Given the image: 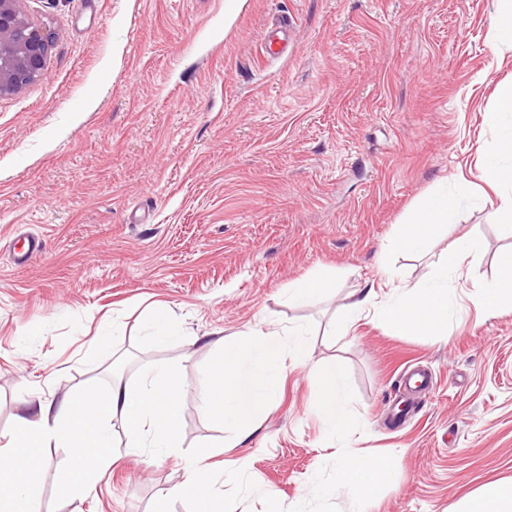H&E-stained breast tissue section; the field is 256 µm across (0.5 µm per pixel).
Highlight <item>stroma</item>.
Returning a JSON list of instances; mask_svg holds the SVG:
<instances>
[{
  "mask_svg": "<svg viewBox=\"0 0 512 512\" xmlns=\"http://www.w3.org/2000/svg\"><path fill=\"white\" fill-rule=\"evenodd\" d=\"M53 34L45 77L0 98V438L22 399L106 390L151 366L184 383L181 442H219L211 469H243L258 493L235 512L292 508L333 460L308 369L288 368L277 402L234 448L198 407L203 365L224 338L312 324L313 361L349 371L360 455L398 454L368 512H454L485 484L512 481V310L477 315L469 295L498 273L512 232L495 194L465 202L426 251L386 246L428 193L485 184L496 141L487 113L512 54L487 45L494 0H22ZM289 21L288 54L263 38ZM43 250L14 267L22 233ZM483 244L458 284L446 339L397 335L369 317L340 335L348 296L430 277L448 240ZM335 274L334 296L285 303L298 278ZM187 343L156 347V309ZM122 336L113 339V327ZM433 383L393 417L403 367ZM41 512H151L185 483L186 457L117 455L94 489L60 493L67 449L47 448Z\"/></svg>",
  "mask_w": 512,
  "mask_h": 512,
  "instance_id": "stroma-1",
  "label": "stroma"
}]
</instances>
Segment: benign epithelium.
I'll return each instance as SVG.
<instances>
[{
	"mask_svg": "<svg viewBox=\"0 0 512 512\" xmlns=\"http://www.w3.org/2000/svg\"><path fill=\"white\" fill-rule=\"evenodd\" d=\"M21 0H0V98L42 79L51 34L30 22Z\"/></svg>",
	"mask_w": 512,
	"mask_h": 512,
	"instance_id": "7a95c632",
	"label": "benign epithelium"
}]
</instances>
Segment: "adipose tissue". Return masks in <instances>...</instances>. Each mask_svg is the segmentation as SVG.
I'll use <instances>...</instances> for the list:
<instances>
[{
    "mask_svg": "<svg viewBox=\"0 0 512 512\" xmlns=\"http://www.w3.org/2000/svg\"><path fill=\"white\" fill-rule=\"evenodd\" d=\"M511 155L512 132L503 131L495 152L484 159L486 182L499 198L493 216L509 222L512 167L502 165L501 160ZM461 207V196L445 191L427 195L407 223L400 225L391 247L408 253L423 251L443 231L458 225ZM481 250V241L468 234L450 241L434 277L382 299L371 291L352 300L344 307L347 324L367 312L398 335L447 337L450 324L462 313L453 285L468 276ZM496 263L497 278L479 285L470 296L472 305L484 315L512 309V248L500 252ZM336 288L335 276L318 274L293 281L284 299L291 305L308 306L335 294ZM182 395L178 371L161 364L134 385L122 375L113 376L105 393L80 389L58 400L37 397L25 401L12 433L0 444V512H40L39 473L45 448L68 449L75 472L68 475L62 490L74 501L85 497L112 461V425L116 422L126 438L127 453L138 455L147 448L157 456L179 455ZM456 512H512V482L480 489L461 500Z\"/></svg>",
    "mask_w": 512,
    "mask_h": 512,
    "instance_id": "ef3b65f1",
    "label": "adipose tissue"
}]
</instances>
